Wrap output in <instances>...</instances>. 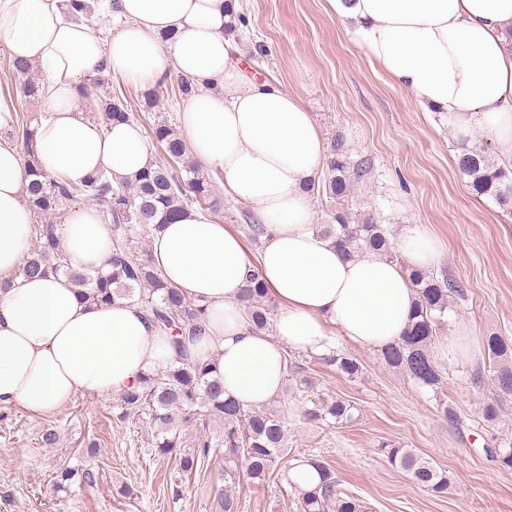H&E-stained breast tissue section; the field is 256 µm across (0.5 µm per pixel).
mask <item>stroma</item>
Here are the masks:
<instances>
[{"instance_id": "obj_1", "label": "stroma", "mask_w": 512, "mask_h": 512, "mask_svg": "<svg viewBox=\"0 0 512 512\" xmlns=\"http://www.w3.org/2000/svg\"><path fill=\"white\" fill-rule=\"evenodd\" d=\"M324 0H239L247 18L237 40L246 72L273 79L300 96L313 112L325 139L342 136L351 160L371 168L355 183V210L374 215L399 240L410 224L425 225L442 254L435 271L464 289L448 311L444 336L465 334L466 354L436 352L445 378V396L417 385L386 364L381 352L334 337L335 349L362 365L349 379L299 356L312 367L319 390L343 397L356 408L346 426L305 421L290 407L289 454L322 458L333 465L342 488L369 512H512V470L489 461V442L512 443V399L498 420L486 422L483 408L496 394L481 341L512 340V217L488 198L474 197L457 167L462 148L444 114L420 111L410 95L375 68L346 30L326 14ZM216 220L251 243L246 208L215 184ZM447 402L458 416L449 422L439 407ZM55 429L54 445L41 439ZM418 449L452 479L439 497L406 471L391 466L381 444ZM98 450L95 485L72 482L56 491L64 468L83 467L82 451ZM222 459L190 476H180L174 460L158 455L151 430L135 418H121L114 399L74 396L50 416L29 415L0 405V512H212L214 473ZM234 494L239 512H298L287 468L266 482L241 480Z\"/></svg>"}]
</instances>
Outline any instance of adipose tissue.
<instances>
[{"instance_id":"obj_1","label":"adipose tissue","mask_w":512,"mask_h":512,"mask_svg":"<svg viewBox=\"0 0 512 512\" xmlns=\"http://www.w3.org/2000/svg\"><path fill=\"white\" fill-rule=\"evenodd\" d=\"M326 11L425 112H443L454 136L482 135L512 163V0H326ZM124 27L96 35L67 0H0V45L46 76V114L36 127L38 165L83 182L104 170L129 181L150 158L141 129L89 123L81 92L98 69L149 88L188 80L193 94L179 116L192 160L214 174L264 227L258 263L242 235L191 208L162 225L149 244L156 270L187 299L205 303L206 320L187 338L190 358L213 364L225 398L263 407L285 385L284 355L318 356L330 331L377 351L404 335L415 292L408 268L435 267L439 242L406 227L401 261L366 252L344 255L313 227L308 193L326 161L323 133L302 99L279 84L248 78L244 53L227 26L235 0H96ZM31 182L19 147L0 140V405L43 416L77 394L117 395L144 373L166 368L174 352L165 331L138 305L82 301L68 277L20 278L31 250ZM72 266L106 272L112 227L97 204L68 208L55 226ZM257 273L279 306L272 331L258 330L243 303Z\"/></svg>"}]
</instances>
